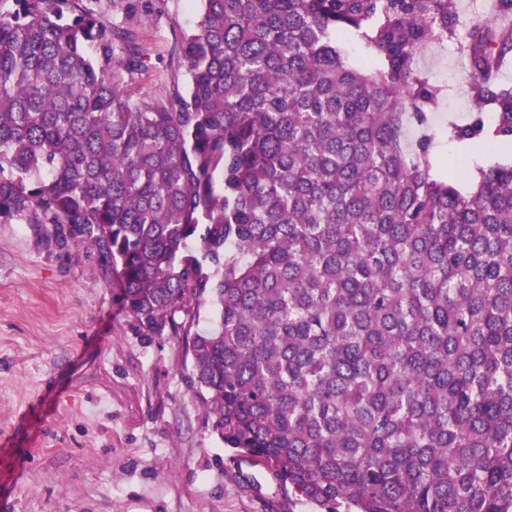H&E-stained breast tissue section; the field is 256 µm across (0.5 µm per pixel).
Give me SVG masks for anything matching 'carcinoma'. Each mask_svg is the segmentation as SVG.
<instances>
[{"mask_svg":"<svg viewBox=\"0 0 512 512\" xmlns=\"http://www.w3.org/2000/svg\"><path fill=\"white\" fill-rule=\"evenodd\" d=\"M197 2L146 102L112 0H0V220L94 244L224 443L326 512H512V164L437 174L416 66L464 43L448 139H512V0L462 33L456 0Z\"/></svg>","mask_w":512,"mask_h":512,"instance_id":"cac0c4a2","label":"carcinoma"}]
</instances>
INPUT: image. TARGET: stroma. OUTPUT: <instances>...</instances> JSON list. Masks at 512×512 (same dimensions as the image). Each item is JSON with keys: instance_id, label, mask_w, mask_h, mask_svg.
Here are the masks:
<instances>
[{"instance_id": "stroma-1", "label": "stroma", "mask_w": 512, "mask_h": 512, "mask_svg": "<svg viewBox=\"0 0 512 512\" xmlns=\"http://www.w3.org/2000/svg\"><path fill=\"white\" fill-rule=\"evenodd\" d=\"M133 2L110 19L138 36L144 67L126 90L148 101L185 83L175 45L198 7ZM418 66L447 89L435 150L459 186L512 161L510 144L448 138L449 121L473 111L456 42L428 47ZM53 232L0 222V512H322L224 443L189 380L185 337L142 326L97 247Z\"/></svg>"}]
</instances>
